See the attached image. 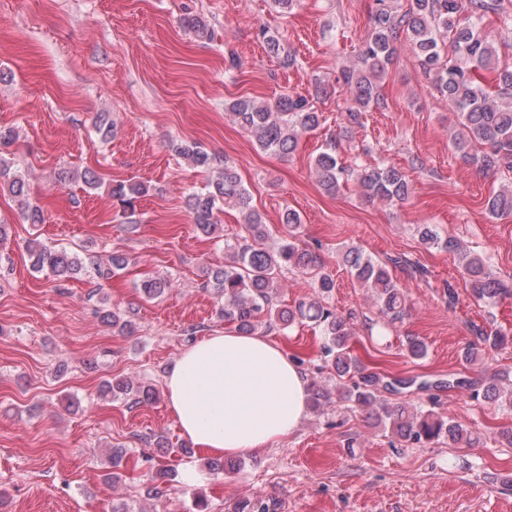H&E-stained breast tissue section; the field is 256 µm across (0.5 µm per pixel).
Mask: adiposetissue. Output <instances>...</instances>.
Returning a JSON list of instances; mask_svg holds the SVG:
<instances>
[{
	"label": "adipose tissue",
	"mask_w": 512,
	"mask_h": 512,
	"mask_svg": "<svg viewBox=\"0 0 512 512\" xmlns=\"http://www.w3.org/2000/svg\"><path fill=\"white\" fill-rule=\"evenodd\" d=\"M165 388L182 434L210 456L272 447L297 430L307 411L299 363L268 338L231 329L183 350Z\"/></svg>",
	"instance_id": "ef3b65f1"
}]
</instances>
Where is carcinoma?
<instances>
[{
  "instance_id": "cac0c4a2",
  "label": "carcinoma",
  "mask_w": 512,
  "mask_h": 512,
  "mask_svg": "<svg viewBox=\"0 0 512 512\" xmlns=\"http://www.w3.org/2000/svg\"><path fill=\"white\" fill-rule=\"evenodd\" d=\"M394 0H376L371 15L370 31L358 48L357 63L345 66L336 78L340 91L347 96L345 120L361 123L362 113L380 103V84L389 75L397 58V42L404 36L413 45L419 67L430 79L436 92L448 102V107L459 114V129L452 137L456 156L482 171L512 172V64L500 63L493 42L483 34L484 20L494 14L506 28L512 27V14L503 10V0H410V7L401 12L393 7ZM261 37L267 51L288 69L296 64V57L286 50L279 37L264 31ZM453 54H448L447 46ZM496 73L494 90H489L483 72ZM239 127L258 147L275 154H291L299 138L316 130L323 120L314 103L302 95L281 96L274 103L252 98L236 99L225 105ZM173 150L189 164L215 174L199 189L189 195L187 206L197 229L205 234L216 232L219 214L226 207L238 209L244 215L245 235L228 244L230 261L210 268L204 288L217 300L219 316L224 322L245 334H256L262 328L292 326L297 321H309L319 327L325 336L322 353L336 372V397L353 403L366 411L375 425L407 445H424L446 440L450 445L474 442L472 432L450 417L432 411L414 410L405 402L390 403L382 395L391 384L376 374L359 373L357 359L351 354V340L355 332L346 319L323 304L332 293L335 281L322 270L317 253L300 246L294 231L301 217L293 210L282 214L281 223L291 228L292 234L276 246L268 244L269 233L262 216L252 208L251 197L243 186L235 167L224 163L215 169L216 158L194 142H180ZM339 142L330 141L313 162V172L321 189L334 195L348 177L358 182L365 199L379 200L391 206L404 203L412 194L408 177L395 167L356 169L346 167L338 155ZM0 189L17 199L20 212L29 224L44 222L40 206L27 193L25 174L0 161ZM148 193L141 182L119 183L110 194L121 208L126 223L133 220L136 202ZM491 217L512 216V188L499 191L487 201ZM420 240L427 246L440 247L459 256L468 276L472 296L487 305H494L512 288L496 278L487 261L479 254L464 249L461 242L441 237L426 224L419 230ZM26 251L31 267L57 279L86 275L95 280H108L124 270L128 257L114 252L106 261L85 265L77 254L30 239ZM346 266L360 287L371 292L380 313L390 322L402 318L407 308L404 292L394 282L386 265L365 256L357 247H350L344 255ZM297 271L312 277L316 297L300 301L293 308L279 306V282L287 271ZM168 287L164 278L146 280L142 292L148 299L161 297ZM512 341L501 331L477 332V340L464 352L465 361L477 362L487 346L497 348ZM406 355L415 360L427 355V345L417 337H406ZM112 397L124 396L137 406L155 399L149 387L135 386L134 381L119 379L105 385ZM310 406L319 408L331 403V393L315 383L310 384ZM474 398L494 403L512 411V375L506 372L490 374ZM235 512H270L267 501L256 497L243 499Z\"/></svg>"
}]
</instances>
